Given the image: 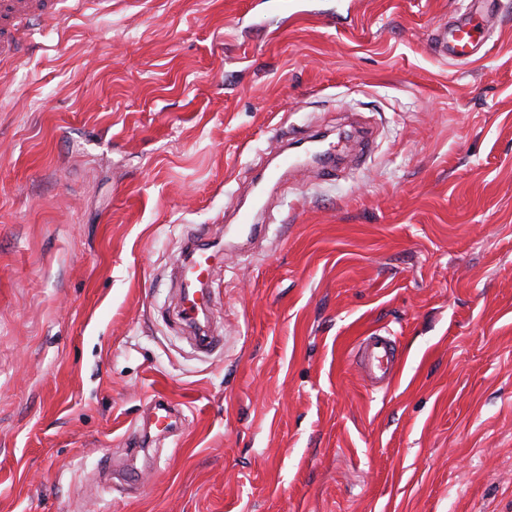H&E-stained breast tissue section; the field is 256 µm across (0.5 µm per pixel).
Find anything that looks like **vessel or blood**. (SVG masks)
Instances as JSON below:
<instances>
[{
	"instance_id": "obj_1",
	"label": "vessel or blood",
	"mask_w": 512,
	"mask_h": 512,
	"mask_svg": "<svg viewBox=\"0 0 512 512\" xmlns=\"http://www.w3.org/2000/svg\"><path fill=\"white\" fill-rule=\"evenodd\" d=\"M63 0H0V62L17 61L29 43L34 25L55 20ZM434 48L449 58L474 57L483 41L484 33L474 24L472 17L436 30L432 38ZM210 254L199 252L183 272L184 313L194 317L209 304V292L204 285L212 271ZM366 371L373 382L393 383L398 370L393 360V341L378 336L366 350ZM180 415L170 401L157 398L143 419L133 443V454H140L157 437L172 435L178 428Z\"/></svg>"
}]
</instances>
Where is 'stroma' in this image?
Listing matches in <instances>:
<instances>
[{
  "label": "stroma",
  "instance_id": "obj_1",
  "mask_svg": "<svg viewBox=\"0 0 512 512\" xmlns=\"http://www.w3.org/2000/svg\"><path fill=\"white\" fill-rule=\"evenodd\" d=\"M292 2L112 0L0 77V512H512V0L457 64L469 0ZM313 140L335 176L270 166ZM432 41L441 56L470 59L480 50L484 31L478 30V26L473 24L472 16H468L449 27L437 29ZM190 250L192 261L188 269H183V288L184 290V313L188 319H193L195 313L207 308L209 304V292L206 288L207 279L213 268L211 261V254H207L204 249H201L193 244L188 247ZM196 250L199 254L196 255ZM205 284V288H193L197 283ZM196 293L200 295L196 296ZM393 343L390 336L374 337L366 350V371L375 382H386L389 387L398 376V369L393 360ZM179 422V411L174 404L163 398L154 399L132 444L133 459L137 460L140 452H145V447L157 437L172 435L178 429Z\"/></svg>",
  "mask_w": 512,
  "mask_h": 512
}]
</instances>
